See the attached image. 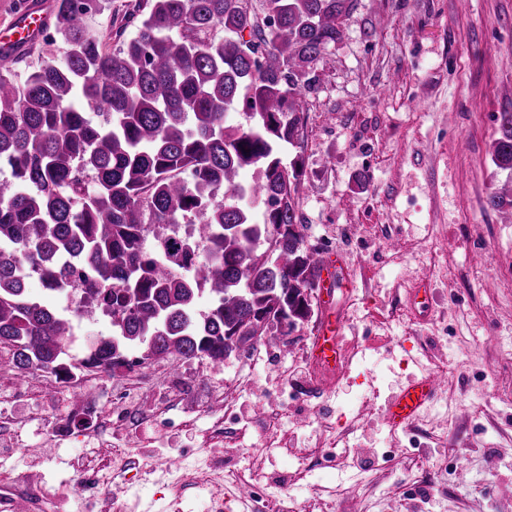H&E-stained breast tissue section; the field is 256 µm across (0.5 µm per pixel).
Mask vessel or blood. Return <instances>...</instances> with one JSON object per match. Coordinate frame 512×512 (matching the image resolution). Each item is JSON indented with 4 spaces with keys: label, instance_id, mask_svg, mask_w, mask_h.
Masks as SVG:
<instances>
[{
    "label": "vessel or blood",
    "instance_id": "obj_1",
    "mask_svg": "<svg viewBox=\"0 0 512 512\" xmlns=\"http://www.w3.org/2000/svg\"><path fill=\"white\" fill-rule=\"evenodd\" d=\"M318 303L321 317L311 340V361L328 375L340 373L344 367L343 343L345 321L336 310L335 294L351 282L343 255H329L320 264ZM445 381L440 374L426 372L409 378L391 397L384 408V420L393 430L407 431L421 411L433 405Z\"/></svg>",
    "mask_w": 512,
    "mask_h": 512
}]
</instances>
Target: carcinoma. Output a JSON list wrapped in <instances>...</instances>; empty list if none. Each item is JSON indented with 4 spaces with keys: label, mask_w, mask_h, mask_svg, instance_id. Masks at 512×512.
<instances>
[{
    "label": "carcinoma",
    "mask_w": 512,
    "mask_h": 512,
    "mask_svg": "<svg viewBox=\"0 0 512 512\" xmlns=\"http://www.w3.org/2000/svg\"><path fill=\"white\" fill-rule=\"evenodd\" d=\"M358 0H54L32 47L59 60L18 82L30 50H0V346L13 375L205 359L221 365L314 316L320 251L302 234L304 105ZM110 15L98 35L87 20ZM134 34L122 38L128 26ZM101 110L94 122L88 111ZM248 117L230 124L227 112ZM491 161L506 173L486 209L512 211V112ZM246 169L252 179H242ZM197 225L154 251L150 224ZM37 277L45 295L28 292ZM77 277L112 334L70 355L54 306Z\"/></svg>",
    "instance_id": "obj_1"
}]
</instances>
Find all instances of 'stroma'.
Instances as JSON below:
<instances>
[{"instance_id":"35a3bbf8","label":"stroma","mask_w":512,"mask_h":512,"mask_svg":"<svg viewBox=\"0 0 512 512\" xmlns=\"http://www.w3.org/2000/svg\"><path fill=\"white\" fill-rule=\"evenodd\" d=\"M320 72L307 105L304 233L332 229L335 251L358 271L345 333L365 339L360 362L314 400L310 423L282 419L272 432L262 415L297 370L291 350L271 342L220 366L155 364L91 385V402L123 385L132 405L157 411L132 428L82 425L71 397L44 390L0 400V512L24 496L30 512H108L112 496L124 512H253L236 491L256 471L261 495L308 512H512V222L482 208L494 117L512 112V0H359ZM476 222L489 232L473 242L464 229ZM387 229L401 251L383 250ZM430 240L444 257L418 330L397 311V291ZM446 275L457 292L443 294ZM424 334L445 340L448 383L418 424L451 426L444 448L425 437L410 447L382 419L399 386L429 366ZM243 371L244 436L207 447L209 411ZM363 380L377 403L349 447L330 448L316 422L343 416L342 399Z\"/></svg>"}]
</instances>
